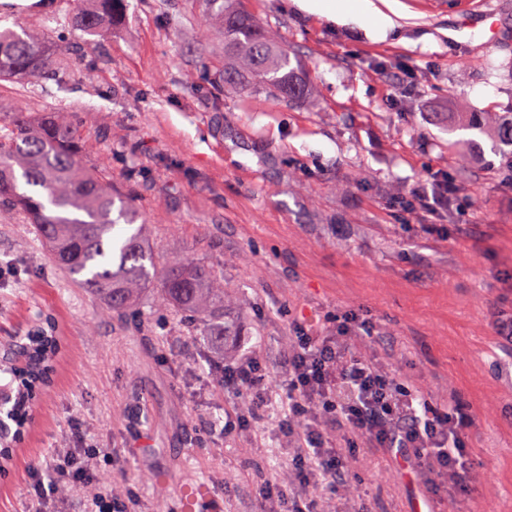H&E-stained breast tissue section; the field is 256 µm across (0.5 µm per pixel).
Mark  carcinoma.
<instances>
[{"instance_id": "cac0c4a2", "label": "carcinoma", "mask_w": 512, "mask_h": 512, "mask_svg": "<svg viewBox=\"0 0 512 512\" xmlns=\"http://www.w3.org/2000/svg\"><path fill=\"white\" fill-rule=\"evenodd\" d=\"M73 0L67 24L84 35L99 34L103 17L115 0H98L94 9ZM201 35L217 30L224 37L223 83L248 77L259 88L289 101L307 94L294 52L255 18L239 13L226 0H201ZM57 83L70 76L66 55L52 48L42 31H0V81L40 75ZM0 112L14 113L0 128V203L22 210L49 248L53 262L83 284L110 312L135 303L157 286L158 305L173 306L202 336L214 354L224 355V337L235 329L224 323V297L231 284L206 271L199 262H181L161 270L153 262L141 230L124 239L112 236L116 224H133L137 212L116 201L112 187L80 155V131L64 112H46L30 121L0 99ZM58 339L51 324L37 325L25 335L0 344V460L8 458L13 439L7 421L22 427L37 390L53 372Z\"/></svg>"}]
</instances>
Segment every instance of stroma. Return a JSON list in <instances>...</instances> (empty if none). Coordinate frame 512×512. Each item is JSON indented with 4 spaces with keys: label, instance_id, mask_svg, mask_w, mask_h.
Instances as JSON below:
<instances>
[{
    "label": "stroma",
    "instance_id": "1",
    "mask_svg": "<svg viewBox=\"0 0 512 512\" xmlns=\"http://www.w3.org/2000/svg\"><path fill=\"white\" fill-rule=\"evenodd\" d=\"M493 22L448 0H388L401 20L385 39L302 11L295 0H231L300 55L309 92L287 103L250 85L217 88L224 39L201 37L200 0H122L100 36L66 29L71 0H0L15 22L95 60L96 83L0 82L28 115L70 113L82 156L138 212L156 264L200 261L233 283L224 320L241 334L233 355L257 354L283 375L292 321L315 326L357 314L384 338L391 367L432 403L458 396L483 480L460 512H512V345L491 310L512 313V148L459 129L456 107L512 113V0H481ZM499 28L490 43V25ZM439 209L414 191L456 182ZM20 271L0 285V328L50 319L61 338L51 387L35 396L19 462L0 477V512H28L29 469L86 448L130 512H176L182 485L202 481L224 512H262L257 488L285 481L286 396L269 394L263 422L231 423L241 397L224 391L217 357L171 307L139 323L104 314L79 277L52 262L25 215L0 214V262ZM352 478L321 512H417L422 486L390 476L385 457L349 440Z\"/></svg>",
    "mask_w": 512,
    "mask_h": 512
}]
</instances>
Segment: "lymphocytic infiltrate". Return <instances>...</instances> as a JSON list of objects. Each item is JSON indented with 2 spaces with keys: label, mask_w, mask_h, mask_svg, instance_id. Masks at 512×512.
<instances>
[{
  "label": "lymphocytic infiltrate",
  "mask_w": 512,
  "mask_h": 512,
  "mask_svg": "<svg viewBox=\"0 0 512 512\" xmlns=\"http://www.w3.org/2000/svg\"><path fill=\"white\" fill-rule=\"evenodd\" d=\"M372 326L347 318L336 326L296 324L285 358V374L273 377L265 364L244 355L221 369L225 390L245 398L242 425L258 422L268 393L285 390L288 411L279 429L295 447L288 461L287 483L260 488L278 512H319L308 487L334 496L349 480L351 466L341 439L360 436L386 455L393 477L428 485L433 495L457 502L471 480L468 433L473 415L458 401L439 408L422 391L400 383L376 358L359 353V345L380 346ZM93 487L94 512H127L122 496L104 478L93 475L80 449L56 454L33 469L27 488L29 512H55L60 487Z\"/></svg>",
  "instance_id": "f902f5d3"
}]
</instances>
